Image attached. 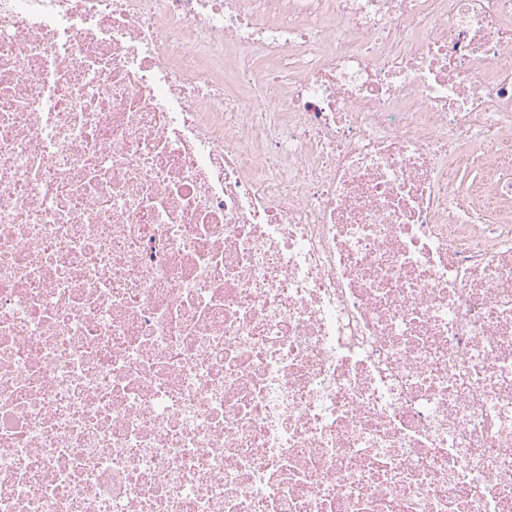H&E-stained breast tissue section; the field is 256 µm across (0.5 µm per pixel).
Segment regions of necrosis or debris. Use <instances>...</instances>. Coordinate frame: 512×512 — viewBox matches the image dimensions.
<instances>
[{
	"label": "necrosis or debris",
	"instance_id": "4bbe7bcc",
	"mask_svg": "<svg viewBox=\"0 0 512 512\" xmlns=\"http://www.w3.org/2000/svg\"><path fill=\"white\" fill-rule=\"evenodd\" d=\"M511 47L0 0V512H512Z\"/></svg>",
	"mask_w": 512,
	"mask_h": 512
}]
</instances>
